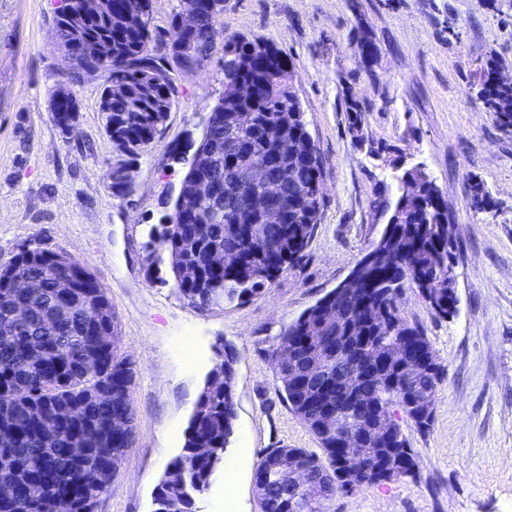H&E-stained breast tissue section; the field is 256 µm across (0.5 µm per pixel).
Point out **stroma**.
I'll list each match as a JSON object with an SVG mask.
<instances>
[{"instance_id": "stroma-1", "label": "stroma", "mask_w": 512, "mask_h": 512, "mask_svg": "<svg viewBox=\"0 0 512 512\" xmlns=\"http://www.w3.org/2000/svg\"><path fill=\"white\" fill-rule=\"evenodd\" d=\"M55 0H0V266L26 247L83 262L118 316L134 363V441L95 512H152L153 490L184 431L218 346L235 354L236 418L199 512H261L253 491L267 450L319 445L283 399L274 354L284 328L336 287L381 236L380 186L397 196L402 166L423 164L460 227L458 310L437 316L405 289L402 317L424 329L447 376L433 421L402 420L418 466L397 480L337 492L326 512H512V131L472 89L489 58L512 73V0H224L225 36L274 44L295 63L294 86L322 161L319 220L303 257L242 303L201 311L157 262L147 231L170 213L201 121L224 95V63L178 74L179 94L154 143L128 165L125 200L105 184L118 154L100 110L102 78L72 85L78 128L55 127L49 100L66 83L53 31ZM365 37L363 65L352 41ZM363 110L353 134L346 109ZM491 197L474 210L470 183Z\"/></svg>"}]
</instances>
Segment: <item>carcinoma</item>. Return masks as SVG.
<instances>
[{
	"label": "carcinoma",
	"mask_w": 512,
	"mask_h": 512,
	"mask_svg": "<svg viewBox=\"0 0 512 512\" xmlns=\"http://www.w3.org/2000/svg\"><path fill=\"white\" fill-rule=\"evenodd\" d=\"M124 0H112V10L73 20L59 18L57 43L61 49L76 41L92 39L102 53L103 78L100 110L105 114L106 132L120 141L127 156H137L149 147L165 123L178 95L173 73L157 53L153 36H144L118 9ZM200 13L192 47L204 62L218 48L224 49V85L263 80L266 88L250 101L226 102L209 119L210 141L222 147L201 171L204 179L224 187L238 175V168L260 160L271 175L284 183L282 196L273 201L282 214L280 222L269 223L250 209L244 194H233L197 202L178 224H157L149 237L170 262L180 296L193 307L206 310L215 305L244 301L257 294L277 276L292 267L307 248L316 224L318 209H308L307 200L320 183L321 159L306 149L307 131L302 116L293 111L288 96V67L291 58L273 45L247 38L224 36L219 15L201 0H180V8ZM495 60L481 70L477 99L496 123L512 131V86L495 81ZM257 114L252 126L236 123V112ZM287 126L291 156L267 139L266 125ZM420 191L398 195L402 208L400 223L384 232L389 243L386 264L408 269L406 283L425 290L436 315L448 316V277L456 255L458 232L448 233V213L431 207L433 187L421 174L411 175ZM454 242H448V237ZM61 252L37 246L26 260L32 288L17 295L7 281L9 266L0 268V328L11 331L13 340L0 341V499L29 482H41L40 496L30 512H83L86 501L99 496L110 484L103 468L115 469L126 456L130 442L111 433V414L133 408L130 389L134 378L132 363L112 346L109 356L83 362L76 358L86 346L84 325L92 320L107 324L109 335L117 328L114 313L98 319L97 304L107 298L103 288L79 291L64 299L55 284L61 274ZM400 292L369 299L364 333L349 331V313L354 303L348 298L325 295L305 309L282 332L278 348L286 349L298 369L312 379L331 382L330 394L338 402L342 426L353 437H367L369 461L377 465L398 453L403 464L377 484L410 475L417 458L410 448L396 411L400 410L418 428L430 426L433 410L411 409L400 395L411 394L400 362L416 351H402L403 337L413 336L418 348L432 358L437 355L422 329L403 319ZM23 302L34 316L16 324L13 308ZM323 336H338L340 345L327 344L322 361L309 355V347ZM373 345L390 357L387 370L368 382L366 396L345 401L336 376L348 371L354 353L367 355ZM280 391L293 413L308 427L320 445V452L298 449L314 479L332 492L360 487L348 479L338 464L336 435L321 427L322 408L308 399L297 386L294 371L276 373ZM234 355L223 352L199 395L185 429L182 452L169 466V483L158 487L154 512H197L196 501L222 466L224 451L233 433L235 414ZM54 410L62 413L67 428L88 448L86 467L72 470L57 464L62 441L47 428L41 416ZM209 449L205 455L194 449ZM284 452L269 450L257 475L264 479L260 497L262 512H325L326 501L311 490L297 488L272 469Z\"/></svg>",
	"instance_id": "carcinoma-1"
}]
</instances>
